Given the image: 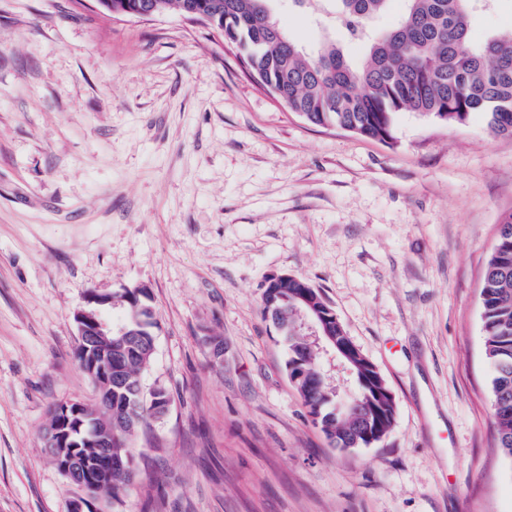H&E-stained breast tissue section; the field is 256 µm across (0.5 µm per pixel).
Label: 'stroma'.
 Here are the masks:
<instances>
[{"label": "stroma", "mask_w": 512, "mask_h": 512, "mask_svg": "<svg viewBox=\"0 0 512 512\" xmlns=\"http://www.w3.org/2000/svg\"><path fill=\"white\" fill-rule=\"evenodd\" d=\"M512 212V139L397 115L391 140L319 127L247 77L210 26L97 0H0V512H70L41 438L96 400L75 312L146 287L145 387L169 413L95 512H512L480 290ZM319 289L397 402L376 446L331 447L260 313ZM224 343L211 365L207 340Z\"/></svg>", "instance_id": "obj_1"}]
</instances>
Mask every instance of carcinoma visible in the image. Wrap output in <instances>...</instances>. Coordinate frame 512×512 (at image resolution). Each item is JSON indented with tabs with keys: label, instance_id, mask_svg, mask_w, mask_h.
<instances>
[{
	"label": "carcinoma",
	"instance_id": "1",
	"mask_svg": "<svg viewBox=\"0 0 512 512\" xmlns=\"http://www.w3.org/2000/svg\"><path fill=\"white\" fill-rule=\"evenodd\" d=\"M399 2L398 19L388 30L368 33V26ZM161 12L183 13L192 5L197 18L216 30L224 47L237 52L245 73L266 87L288 109L317 126H339L367 138L390 139L397 114L414 112L435 120L465 124L472 115L487 117L493 133L512 138V28L477 43L472 18L493 0H290L298 7L331 15L320 46L309 51L282 26L268 0H155ZM340 28L351 42L363 44L354 65L336 42L331 29ZM306 282L288 280L278 286L283 308L279 332L288 358L285 369L303 400L312 423L335 448H364L354 440V418L335 413L336 387L314 381L319 350L300 332L291 333L295 295ZM482 339L490 370L492 423L499 448L512 460V213L499 224L488 256L480 293ZM118 319L112 329V471L98 465L99 449L74 432L72 447L80 464L101 484L100 494L117 499L136 480L130 442L152 420L151 394L137 388L149 368L152 334L142 323L152 316L143 290L126 288L112 294ZM140 333L139 345L125 349L122 329ZM370 380L359 382L352 367L353 396L365 401L387 389L380 372L366 361ZM394 398L384 404L382 441L395 425Z\"/></svg>",
	"mask_w": 512,
	"mask_h": 512
}]
</instances>
